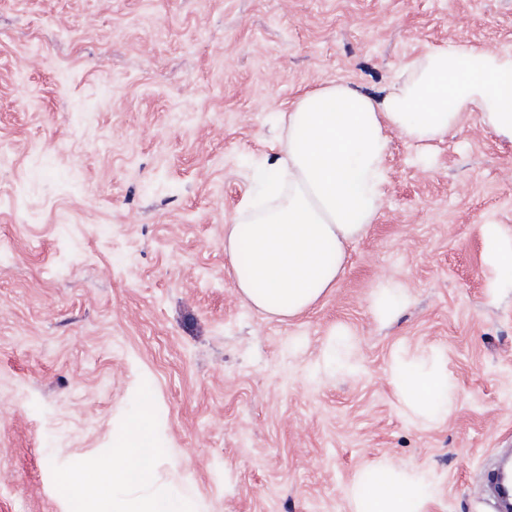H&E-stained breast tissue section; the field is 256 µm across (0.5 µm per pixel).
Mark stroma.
I'll return each instance as SVG.
<instances>
[{
  "instance_id": "1",
  "label": "stroma",
  "mask_w": 512,
  "mask_h": 512,
  "mask_svg": "<svg viewBox=\"0 0 512 512\" xmlns=\"http://www.w3.org/2000/svg\"><path fill=\"white\" fill-rule=\"evenodd\" d=\"M463 42L512 51V0H0V512H72L60 483L152 400L156 485L187 512H350L390 462L424 512H490L512 449V142L467 114L429 163L391 134L374 224L294 317L242 300L224 226L279 149L275 115L336 81L383 96ZM408 304L377 318L379 280ZM348 373L326 368L336 329ZM437 348L457 400L425 424L388 369ZM485 249L495 271L491 285L495 291L512 290V234L500 224L484 227Z\"/></svg>"
}]
</instances>
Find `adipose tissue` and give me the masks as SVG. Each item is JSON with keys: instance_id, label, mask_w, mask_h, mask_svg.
<instances>
[{"instance_id": "ef3b65f1", "label": "adipose tissue", "mask_w": 512, "mask_h": 512, "mask_svg": "<svg viewBox=\"0 0 512 512\" xmlns=\"http://www.w3.org/2000/svg\"><path fill=\"white\" fill-rule=\"evenodd\" d=\"M473 113L512 140V53L464 43L432 47L406 62L380 98L345 82L307 92L280 113V151L266 159L260 194H245L224 227V255L239 295L259 311L296 317L335 288L348 247L375 222L387 183L390 133L417 146L443 140ZM492 286L512 290V234L484 227ZM389 377L412 414L443 419L454 401L441 358L429 366L394 362ZM156 452L149 411L119 433L111 457L87 463L106 474L102 512H183L154 486ZM351 512H423L424 478L390 463L368 468L346 491Z\"/></svg>"}]
</instances>
